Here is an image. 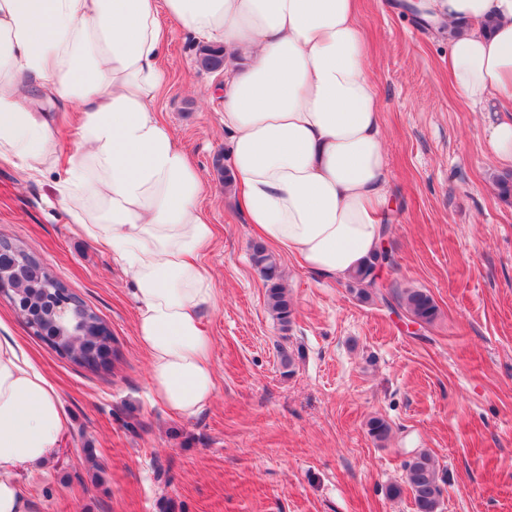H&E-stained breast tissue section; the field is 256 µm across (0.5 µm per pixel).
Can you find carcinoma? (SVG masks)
I'll list each match as a JSON object with an SVG mask.
<instances>
[{"label": "carcinoma", "instance_id": "1", "mask_svg": "<svg viewBox=\"0 0 512 512\" xmlns=\"http://www.w3.org/2000/svg\"><path fill=\"white\" fill-rule=\"evenodd\" d=\"M198 59L205 70L218 66L224 61V49L202 45L198 50ZM251 259L265 282L268 310L282 329H288L293 308L279 263L261 242L252 245ZM379 259L380 254L373 255L348 277L349 291L360 302L368 303L378 298L386 304L389 303L374 281L373 272ZM0 275L23 283L26 307L33 317L27 325L33 329L34 335L47 340L59 356L77 365L94 372L110 370L112 355L116 353L111 344L100 341L95 336H77L71 331L70 325L57 323L52 284H57L62 291L66 287L34 254L17 241L0 240ZM398 305L413 321L423 325L432 323L437 315L433 298L422 290L404 291ZM72 310L85 328L102 321L81 300L72 306ZM367 427L368 433L380 442L387 439L390 431L388 423L380 417L370 418ZM404 487L413 498L416 512H438L441 497L439 472L429 453H417L405 466V486L393 485L389 493L393 497L399 496Z\"/></svg>", "mask_w": 512, "mask_h": 512}]
</instances>
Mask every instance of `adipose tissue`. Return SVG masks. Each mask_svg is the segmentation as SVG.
Here are the masks:
<instances>
[{"label": "adipose tissue", "instance_id": "adipose-tissue-1", "mask_svg": "<svg viewBox=\"0 0 512 512\" xmlns=\"http://www.w3.org/2000/svg\"><path fill=\"white\" fill-rule=\"evenodd\" d=\"M357 2L0 0V161L40 175L67 126L75 151L56 199L129 272L150 389L177 415L215 393L199 314L215 295L199 259L213 236L206 185L155 108L170 23L224 48V137L256 236L336 280L379 251L392 207ZM412 7L446 26L452 83L485 113L489 155L512 169V0ZM65 428L52 385L0 342V512H31L16 471L47 462Z\"/></svg>", "mask_w": 512, "mask_h": 512}]
</instances>
